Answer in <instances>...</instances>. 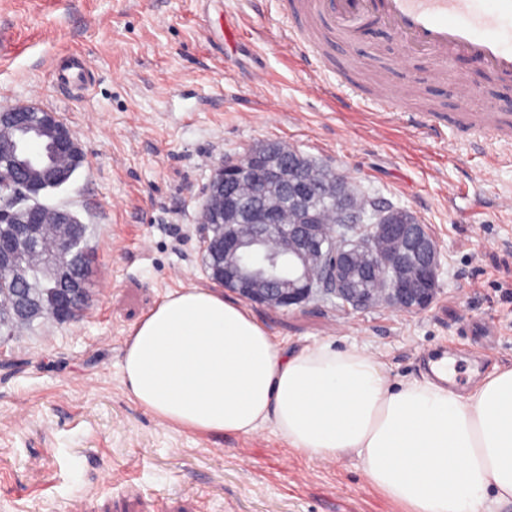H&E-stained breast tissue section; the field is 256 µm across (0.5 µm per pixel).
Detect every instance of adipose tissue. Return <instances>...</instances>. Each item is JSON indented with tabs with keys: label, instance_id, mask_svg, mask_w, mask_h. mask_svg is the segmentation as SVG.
<instances>
[{
	"label": "adipose tissue",
	"instance_id": "obj_1",
	"mask_svg": "<svg viewBox=\"0 0 512 512\" xmlns=\"http://www.w3.org/2000/svg\"><path fill=\"white\" fill-rule=\"evenodd\" d=\"M122 375L167 424L245 435L270 424L309 458L356 455L367 482L405 512L512 502V368L465 394L441 367L395 384L363 350L279 348L244 305L190 288L132 327Z\"/></svg>",
	"mask_w": 512,
	"mask_h": 512
}]
</instances>
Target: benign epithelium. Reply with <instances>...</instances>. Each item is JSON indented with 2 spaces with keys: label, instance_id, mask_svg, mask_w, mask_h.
I'll return each mask as SVG.
<instances>
[{
  "label": "benign epithelium",
  "instance_id": "obj_1",
  "mask_svg": "<svg viewBox=\"0 0 512 512\" xmlns=\"http://www.w3.org/2000/svg\"><path fill=\"white\" fill-rule=\"evenodd\" d=\"M25 130L33 142L28 152L16 140L13 159L15 181L24 188L25 197L12 201L13 209L39 205L41 192L48 185L69 181L84 162L77 135L53 112L18 104L0 109V129ZM249 170L265 183H276L283 194L303 197L311 188L306 168L296 151L275 153L263 145L249 148L242 156L222 161L215 169L201 203L199 223L224 224L220 244L224 259L221 272L214 275L222 287L258 304L280 308L299 306L311 299L329 297L353 310L377 306L413 311L428 308L437 293L440 251L423 224L402 218L389 220L393 205L378 199L366 210L346 212V223L339 231L341 243L330 246L325 225L317 223L308 211L298 212V221L286 227L280 224V206L267 200L252 211L253 224L242 234L234 221L238 218L237 189L241 175ZM14 241L23 245L36 235L38 225L13 220ZM356 224L371 225L366 235L353 233ZM278 233L277 256L289 261V269L273 271L252 258L266 252L265 244ZM370 255L365 267L367 277L379 269L389 270L391 280L385 289L358 288L350 277V265L361 254ZM9 273L10 281L26 285L31 280L25 264L17 261L15 250L0 249V273ZM60 287L65 289L56 318L68 321L83 297L80 284L71 273H63Z\"/></svg>",
  "mask_w": 512,
  "mask_h": 512
}]
</instances>
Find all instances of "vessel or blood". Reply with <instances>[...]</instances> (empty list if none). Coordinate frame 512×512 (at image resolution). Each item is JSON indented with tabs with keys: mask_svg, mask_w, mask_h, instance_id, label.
Instances as JSON below:
<instances>
[{
	"mask_svg": "<svg viewBox=\"0 0 512 512\" xmlns=\"http://www.w3.org/2000/svg\"><path fill=\"white\" fill-rule=\"evenodd\" d=\"M304 13L289 18L297 47L310 54L304 40L315 16L327 15L339 28L347 46H354L366 22L380 24L408 49L434 54L439 61L463 54L498 74L512 75V0H305ZM94 67L88 56L76 55L60 64L55 80L83 82ZM459 121L481 137L502 143L512 139V122L497 112H467Z\"/></svg>",
	"mask_w": 512,
	"mask_h": 512,
	"instance_id": "obj_1",
	"label": "vessel or blood"
}]
</instances>
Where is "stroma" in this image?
<instances>
[{"label": "stroma", "instance_id": "35a3bbf8", "mask_svg": "<svg viewBox=\"0 0 512 512\" xmlns=\"http://www.w3.org/2000/svg\"><path fill=\"white\" fill-rule=\"evenodd\" d=\"M285 0H0V108L56 113L85 162L47 204L88 226L89 296L76 319L42 317L0 337V512H402L356 455L310 459L272 425L201 434L139 405L121 363L131 327L167 294L209 288L199 210L212 170L278 141L405 208L440 250L439 290L421 311L250 305L278 346L369 352L392 381L421 378L435 350L462 389L512 368V145L475 144L451 124L410 133L369 107L376 88L413 107L488 111L512 87L462 57L448 73L467 104L427 82L433 61L368 26L350 59L312 65L287 41ZM92 56L86 86L56 65ZM267 80L250 82L256 69ZM148 243L138 251L137 240Z\"/></svg>", "mask_w": 512, "mask_h": 512}]
</instances>
